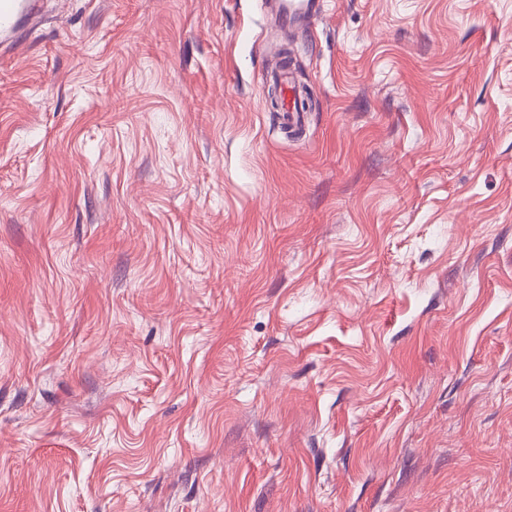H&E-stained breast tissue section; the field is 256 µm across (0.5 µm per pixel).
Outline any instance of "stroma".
Returning a JSON list of instances; mask_svg holds the SVG:
<instances>
[{
    "mask_svg": "<svg viewBox=\"0 0 512 512\" xmlns=\"http://www.w3.org/2000/svg\"><path fill=\"white\" fill-rule=\"evenodd\" d=\"M0 512H512V0L19 20ZM279 4V20L288 28L300 19H313L320 14L319 0H275ZM287 71L282 72L283 105L278 113L279 125L287 133H297L304 126V106L299 100L295 87L289 81Z\"/></svg>",
    "mask_w": 512,
    "mask_h": 512,
    "instance_id": "35a3bbf8",
    "label": "stroma"
}]
</instances>
